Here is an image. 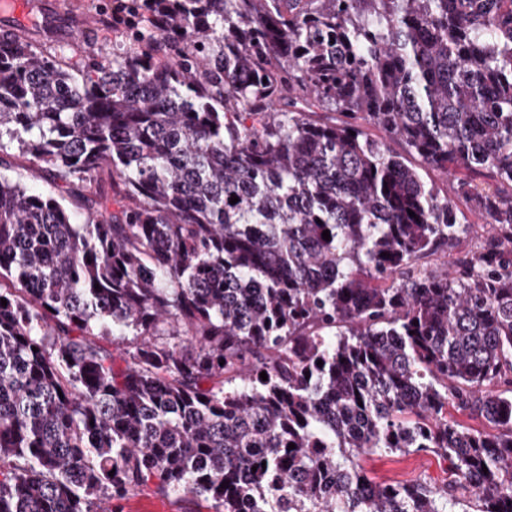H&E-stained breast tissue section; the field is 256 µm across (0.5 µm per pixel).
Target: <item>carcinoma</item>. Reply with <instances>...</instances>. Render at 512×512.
<instances>
[{"instance_id": "1", "label": "carcinoma", "mask_w": 512, "mask_h": 512, "mask_svg": "<svg viewBox=\"0 0 512 512\" xmlns=\"http://www.w3.org/2000/svg\"><path fill=\"white\" fill-rule=\"evenodd\" d=\"M127 7L79 76L0 37V150L112 174L83 224L0 175V512L146 486L209 512H512V0ZM391 140L494 185L457 179L492 236L452 275L418 261L455 248L456 206ZM376 450L454 479L375 482Z\"/></svg>"}]
</instances>
